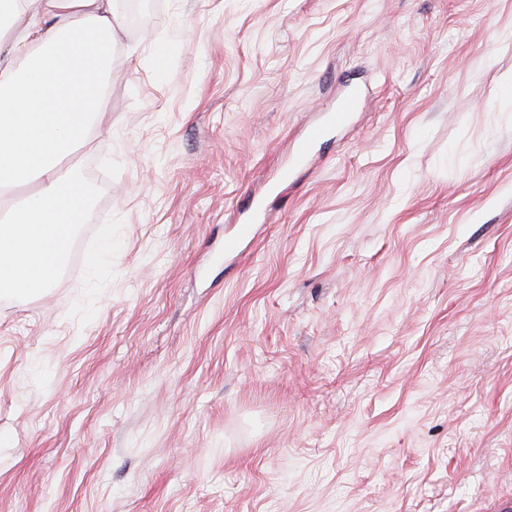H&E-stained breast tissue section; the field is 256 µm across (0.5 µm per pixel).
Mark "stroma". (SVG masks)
<instances>
[{
	"label": "stroma",
	"instance_id": "35a3bbf8",
	"mask_svg": "<svg viewBox=\"0 0 512 512\" xmlns=\"http://www.w3.org/2000/svg\"><path fill=\"white\" fill-rule=\"evenodd\" d=\"M139 4L72 249L0 294V512H512V0ZM357 97L350 94L342 98L336 105V109L330 112L328 124L312 123L305 134L294 146V159L296 162L306 160L318 144L327 134L329 127H342L347 122L352 112L356 109Z\"/></svg>",
	"mask_w": 512,
	"mask_h": 512
}]
</instances>
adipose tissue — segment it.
I'll list each match as a JSON object with an SVG mask.
<instances>
[{
    "instance_id": "ef3b65f1",
    "label": "adipose tissue",
    "mask_w": 512,
    "mask_h": 512,
    "mask_svg": "<svg viewBox=\"0 0 512 512\" xmlns=\"http://www.w3.org/2000/svg\"><path fill=\"white\" fill-rule=\"evenodd\" d=\"M121 0H0V290L45 291L82 223L84 182L61 161L112 124Z\"/></svg>"
}]
</instances>
